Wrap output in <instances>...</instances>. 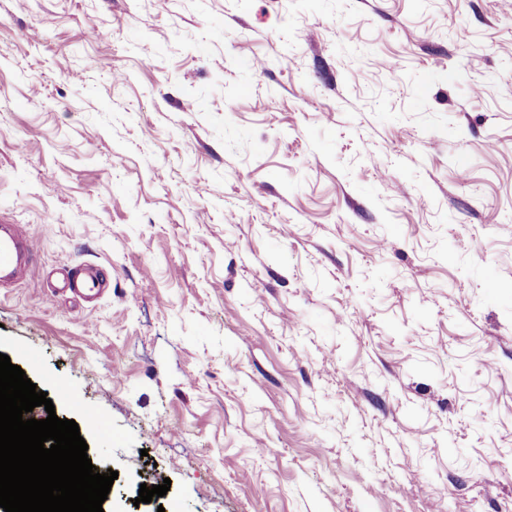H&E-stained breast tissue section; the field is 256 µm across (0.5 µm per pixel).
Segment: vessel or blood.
I'll return each instance as SVG.
<instances>
[{
	"mask_svg": "<svg viewBox=\"0 0 512 512\" xmlns=\"http://www.w3.org/2000/svg\"><path fill=\"white\" fill-rule=\"evenodd\" d=\"M38 243L30 227L25 224L0 225V287L11 288L26 279H40L43 268L35 256ZM105 284L96 267H82L80 275L63 276L57 289L73 293L85 301L97 300L104 292Z\"/></svg>",
	"mask_w": 512,
	"mask_h": 512,
	"instance_id": "b4317fda",
	"label": "vessel or blood"
}]
</instances>
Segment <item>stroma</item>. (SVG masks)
I'll return each mask as SVG.
<instances>
[{"label": "stroma", "mask_w": 512, "mask_h": 512, "mask_svg": "<svg viewBox=\"0 0 512 512\" xmlns=\"http://www.w3.org/2000/svg\"><path fill=\"white\" fill-rule=\"evenodd\" d=\"M3 223L105 512H512V0H0ZM38 242L26 224L0 225V287L12 288L26 279H42L44 269L34 259ZM82 276L63 274V278L54 288L62 293H73L87 302L97 300L104 292L105 283L95 266L80 267Z\"/></svg>", "instance_id": "stroma-1"}]
</instances>
